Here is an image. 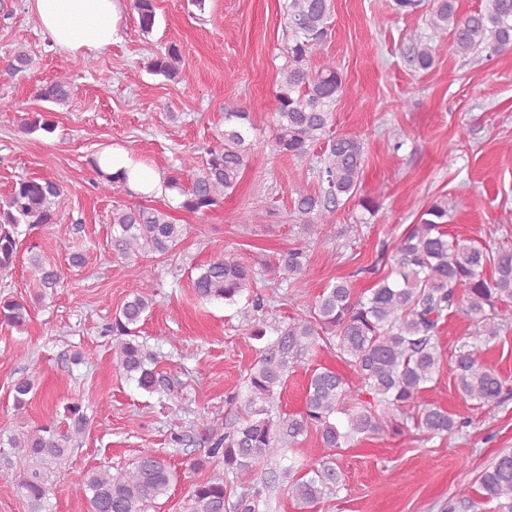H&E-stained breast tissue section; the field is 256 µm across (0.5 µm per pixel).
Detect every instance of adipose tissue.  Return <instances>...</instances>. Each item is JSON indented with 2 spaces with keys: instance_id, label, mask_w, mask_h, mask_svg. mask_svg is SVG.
<instances>
[{
  "instance_id": "obj_1",
  "label": "adipose tissue",
  "mask_w": 512,
  "mask_h": 512,
  "mask_svg": "<svg viewBox=\"0 0 512 512\" xmlns=\"http://www.w3.org/2000/svg\"><path fill=\"white\" fill-rule=\"evenodd\" d=\"M29 5L52 42L68 54L84 56L112 43L115 0H29ZM98 162L108 174L127 170L129 186L135 191L151 194L162 187V173L136 164L112 148H105Z\"/></svg>"
}]
</instances>
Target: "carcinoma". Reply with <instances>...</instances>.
Returning <instances> with one entry per match:
<instances>
[{"mask_svg":"<svg viewBox=\"0 0 512 512\" xmlns=\"http://www.w3.org/2000/svg\"><path fill=\"white\" fill-rule=\"evenodd\" d=\"M139 28L153 31L156 12L153 0H133ZM333 0H287L285 21L288 61L281 68L275 91L273 143L276 151L303 158L325 142L318 168L319 188L296 190L291 217L310 236H321L329 215L340 204L357 199V207L373 216L377 202L358 195L364 166V142L349 134L332 131L333 112L344 90L342 74L335 64L314 70L309 58L328 38ZM434 33L448 34L454 51L466 56L478 49L489 55L512 51V0H485L480 8L460 15L455 0H434L430 13ZM438 53L429 40L412 47L411 62L422 70L431 68ZM179 48L171 44L149 63V71L169 80L181 76ZM29 55L16 51L5 61L4 73L13 76L30 65ZM71 82L60 77L35 89L34 96L52 103L67 102ZM26 129L46 134L55 123L37 112L25 120ZM254 124L250 109L235 102L224 105L223 141L208 149L202 165L192 155L180 158V170H192L189 185L179 170L167 177V186L181 196L179 207L190 213L208 211L234 190L252 150ZM97 174L96 186L103 192L128 187L127 170L103 172L97 159L89 160ZM67 195L54 181L25 178L17 181L0 202V274L16 266L20 241L17 229L52 224L65 208ZM448 197L435 199L423 210L392 249L389 272L367 292L356 294L344 279L327 283L304 315L290 319L284 327L267 321L264 295L251 298L258 321L238 326V335L260 341L267 330L277 333L274 342L258 349L259 358L244 378V413L224 425V437L212 442L205 457L188 462L192 471L204 469L208 459H224V471L266 473L276 457L300 444L316 431L324 448H345L359 439L392 432L403 434L413 427L424 436L441 439L458 433L469 420L427 402L430 388L444 364L439 348L441 321L463 314L475 328V341L465 342L451 355L453 385L458 399L475 409H494L504 402L505 381L482 360V353L509 328L504 309L512 305V247L491 250L473 241L448 236ZM184 225L171 220L163 208L142 203L120 204L112 209L110 247L115 258L124 260L137 273L135 258L145 253L168 255L180 244ZM28 268L41 288V296L56 292L61 283L59 269L47 264L39 244L27 247ZM309 257L303 248L281 253L266 276L278 283H292L307 271ZM257 284L256 273L231 254L218 256L199 267L193 287L203 300L222 299L233 304L237 297ZM153 307L151 298L135 291L117 308L108 332L112 359L128 378L148 393H165L178 402L168 377L157 368L158 357L138 340L140 323ZM31 317L30 305L20 298L0 300V325L21 328ZM325 345L353 367L349 379L337 371L320 367L311 373L305 390L304 409L281 416L273 413L279 388L291 369L315 348ZM39 366L30 362L24 375L12 385L16 410L26 408ZM86 405L80 401L64 407L70 423L60 427L47 422L30 431L8 435L7 444L22 462L14 476L19 495L29 512H46L51 474L67 460L72 445L85 433ZM174 473L167 459L151 448L144 449L131 467L114 475L100 466L83 480L84 512H148L168 495ZM342 480L332 455L306 460L303 472L288 477V495L303 509L312 508ZM231 490L222 479H207L190 488L184 512H262L267 506L264 490L251 491L229 501ZM479 498L460 494L448 512H478L484 502L496 503L498 512H512V452L504 451L481 474Z\"/></svg>","mask_w":512,"mask_h":512,"instance_id":"1","label":"carcinoma"}]
</instances>
